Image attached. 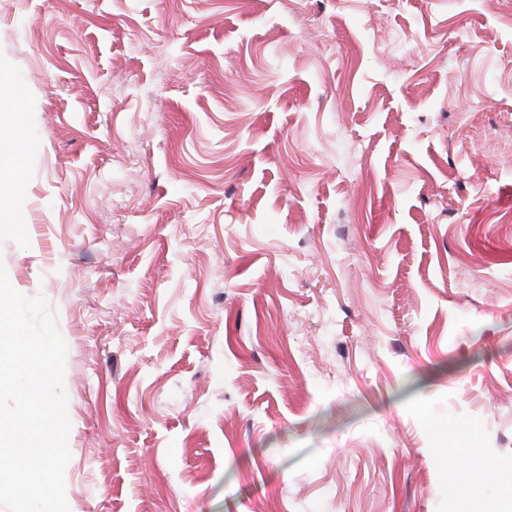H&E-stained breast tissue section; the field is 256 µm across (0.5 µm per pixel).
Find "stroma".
<instances>
[{"mask_svg":"<svg viewBox=\"0 0 512 512\" xmlns=\"http://www.w3.org/2000/svg\"><path fill=\"white\" fill-rule=\"evenodd\" d=\"M0 72L70 512L512 507V0H0ZM472 468V463H459L454 466L453 478L455 481H453L452 489L456 496L461 497L469 493L481 495V491L475 490L471 486Z\"/></svg>","mask_w":512,"mask_h":512,"instance_id":"1","label":"stroma"}]
</instances>
